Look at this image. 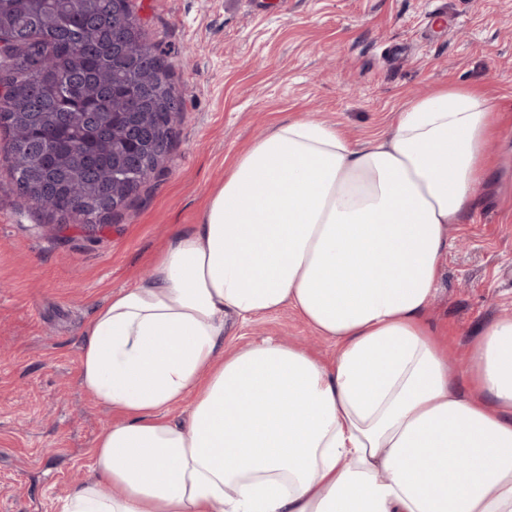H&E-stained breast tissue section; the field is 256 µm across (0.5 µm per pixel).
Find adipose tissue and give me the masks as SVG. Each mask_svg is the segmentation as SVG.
I'll list each match as a JSON object with an SVG mask.
<instances>
[{"instance_id": "1", "label": "adipose tissue", "mask_w": 512, "mask_h": 512, "mask_svg": "<svg viewBox=\"0 0 512 512\" xmlns=\"http://www.w3.org/2000/svg\"><path fill=\"white\" fill-rule=\"evenodd\" d=\"M505 116L448 85L360 145L297 117L257 138L200 224L88 322L80 383L122 419L61 512H512V316L458 375L428 317ZM286 308L332 360L226 347Z\"/></svg>"}]
</instances>
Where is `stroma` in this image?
<instances>
[{
  "instance_id": "35a3bbf8",
  "label": "stroma",
  "mask_w": 512,
  "mask_h": 512,
  "mask_svg": "<svg viewBox=\"0 0 512 512\" xmlns=\"http://www.w3.org/2000/svg\"><path fill=\"white\" fill-rule=\"evenodd\" d=\"M184 98L155 178L94 233L14 192L0 156V512H59L92 482L117 412L82 389L80 343L95 310L135 286L176 229L199 223L236 155L275 124L313 115L356 142L384 134L405 101L481 85L512 108V0H131ZM451 245L430 314L456 356L512 314V152ZM236 345H334L291 309L237 325Z\"/></svg>"
}]
</instances>
